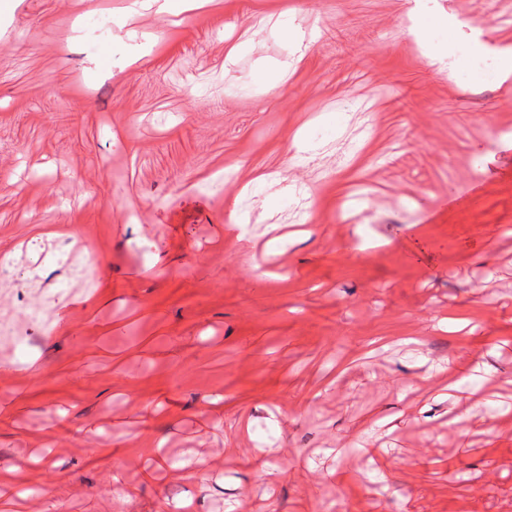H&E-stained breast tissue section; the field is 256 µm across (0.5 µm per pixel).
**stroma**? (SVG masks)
<instances>
[{"label": "stroma", "mask_w": 512, "mask_h": 512, "mask_svg": "<svg viewBox=\"0 0 512 512\" xmlns=\"http://www.w3.org/2000/svg\"><path fill=\"white\" fill-rule=\"evenodd\" d=\"M131 2L0 0L11 512H512V23ZM190 0H142L140 3H135L137 6L132 8L135 10L136 8H155L156 12L159 14H171V15H179L184 12L190 11L193 9V6L187 3Z\"/></svg>", "instance_id": "35a3bbf8"}]
</instances>
